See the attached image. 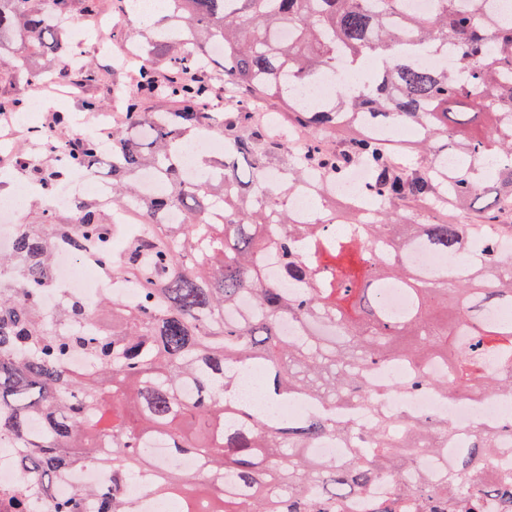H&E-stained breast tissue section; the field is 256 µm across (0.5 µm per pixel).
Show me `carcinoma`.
<instances>
[{"mask_svg":"<svg viewBox=\"0 0 512 512\" xmlns=\"http://www.w3.org/2000/svg\"><path fill=\"white\" fill-rule=\"evenodd\" d=\"M405 0H168L153 25L147 55L161 50L163 69L147 62L134 94L122 95V122L102 137L74 131L57 112L44 152L64 150L46 165L18 152L13 166L37 176L44 201L72 169L108 168L112 211L125 209L156 236L129 238L117 249L100 203L75 197L66 211L44 208L21 224L12 251L0 252V436L19 441L12 512L32 488L46 512H137L124 495L144 471H158L154 496L180 512H346L345 501L379 478L414 469L440 453L448 423L378 415L351 434L356 450L343 462L312 455L326 436L348 434L322 411L284 421L259 408L310 398L331 410L362 406L422 388L478 402L512 388V318L490 313L512 304V252L488 238L482 258L450 263L477 227L512 229V22L500 0H431L426 13ZM70 0H0V52L35 84L103 79L71 62L74 47L55 18ZM453 47L451 69L422 57ZM342 67L351 83L332 97L309 95ZM224 80L233 111L214 104L212 82ZM163 100L167 112L147 103ZM307 131L285 149L254 113L269 103ZM470 103L490 121L484 136H465ZM418 129L402 150L393 132ZM209 131L224 139V159L204 160L205 176L185 175L189 138ZM464 156L473 164L448 165ZM281 161L286 188L264 183ZM489 164L488 183L474 170ZM354 166L370 175V212L332 211L302 224L288 200L303 188L320 196ZM154 173L166 190L145 194L138 181ZM475 207L476 224L448 222V200ZM181 222L170 224V212ZM74 246L99 244L98 265L131 288L136 303L106 296L91 314L77 298L48 310L42 295L55 279L57 235ZM445 259L421 267L420 251ZM278 257L305 287L290 293L267 277L264 258ZM404 290L407 309L389 313L378 282ZM253 312L229 318L241 297ZM301 335L282 333V320ZM80 353L92 366L69 367ZM407 362L412 379L376 384L368 370ZM193 458L198 477L154 458ZM497 432L477 426L453 474L440 481L415 474L392 495L367 500L368 512H512V470L494 466ZM109 472L104 488L61 498V476L90 458Z\"/></svg>","mask_w":512,"mask_h":512,"instance_id":"1","label":"carcinoma"}]
</instances>
